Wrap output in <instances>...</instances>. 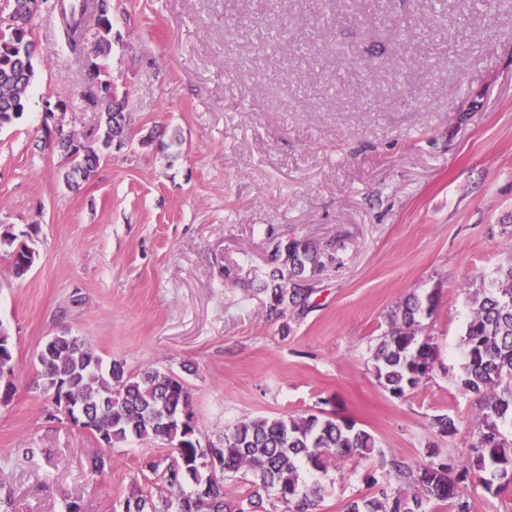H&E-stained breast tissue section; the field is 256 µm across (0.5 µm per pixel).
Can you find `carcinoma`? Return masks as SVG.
<instances>
[{
  "label": "carcinoma",
  "instance_id": "obj_1",
  "mask_svg": "<svg viewBox=\"0 0 512 512\" xmlns=\"http://www.w3.org/2000/svg\"><path fill=\"white\" fill-rule=\"evenodd\" d=\"M7 21L0 24V128L19 118L31 90L36 50L18 35L15 25L30 22L41 0H7ZM63 45L87 59L93 81L89 100L99 109V126L82 141L60 128L46 134L45 144L74 150L66 154L64 182L73 191L89 180L112 141L128 138L127 116L112 125L118 103L127 99L99 79L112 44L110 0H59ZM270 268L259 292L266 297L267 315L282 321L309 309L314 289L306 286L311 274L325 265V253L302 239L274 238ZM9 254L13 274L25 276L38 253L9 225H0V251ZM471 314L461 345L464 352L460 388L478 398L481 428L472 448L470 466L455 472L444 460L410 464L392 457L382 462L385 481L369 498L350 501L346 512H430L433 502H446L455 512H471L461 484L469 481L497 495L512 487V442L503 429L512 426V262L470 292ZM435 296L411 294L390 314V329L378 344L373 360L380 384L395 397L417 387L433 369L436 351L420 338L421 319L433 315ZM0 323V349L10 365L0 366L6 381L3 400L12 396L9 378L15 375L14 348ZM40 366L37 385L46 400L56 388L57 414L96 435L108 448L119 443L163 440L176 453L162 473L158 498L135 488L124 501L126 512H266L263 493L272 489L284 512H320L322 488L300 479V469L326 468L329 457L366 456L376 442L352 420L305 416L257 417L227 428L216 439H204L194 422L190 387L178 374L158 368L130 371L118 360L105 362L82 336L62 331L47 339L36 353ZM435 433L455 435L453 418L433 419ZM250 475L249 509L224 498V478Z\"/></svg>",
  "mask_w": 512,
  "mask_h": 512
}]
</instances>
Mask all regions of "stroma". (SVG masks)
<instances>
[{
    "instance_id": "obj_1",
    "label": "stroma",
    "mask_w": 512,
    "mask_h": 512,
    "mask_svg": "<svg viewBox=\"0 0 512 512\" xmlns=\"http://www.w3.org/2000/svg\"><path fill=\"white\" fill-rule=\"evenodd\" d=\"M100 74L129 95L131 136L80 190L42 145L47 106L74 136L99 114L51 0L31 21L35 87L0 128V224L31 231L39 257L15 278L0 252V322L19 361L0 404V497L7 512H123L161 440L122 444L100 475L98 437L51 418L34 380L44 340L68 330L127 369L188 383L214 438L258 416L324 412L376 440L370 458L301 470L322 512H344L383 480L382 457L438 448L468 465L481 420L462 392L468 291L512 261V0H111ZM289 20L288 37L278 35ZM329 248L306 315L289 332L259 294L269 233ZM437 293L422 338L432 371L405 396L372 355L407 295ZM457 426L451 437L435 416Z\"/></svg>"
}]
</instances>
